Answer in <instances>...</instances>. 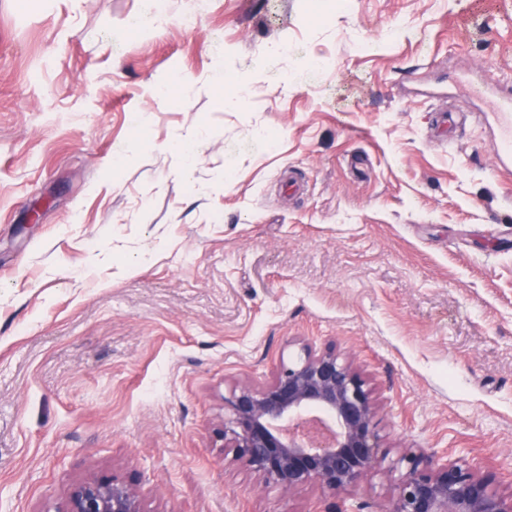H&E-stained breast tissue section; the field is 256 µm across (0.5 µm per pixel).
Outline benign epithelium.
<instances>
[{
    "label": "benign epithelium",
    "mask_w": 512,
    "mask_h": 512,
    "mask_svg": "<svg viewBox=\"0 0 512 512\" xmlns=\"http://www.w3.org/2000/svg\"><path fill=\"white\" fill-rule=\"evenodd\" d=\"M379 410L352 363L333 348L304 349L260 387L245 381L224 398L219 431L228 463L292 493L313 485L349 491L378 466ZM390 512H512L492 476L462 460L406 454ZM62 512H145L133 481L87 479L74 484Z\"/></svg>",
    "instance_id": "obj_1"
}]
</instances>
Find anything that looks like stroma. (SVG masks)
I'll list each match as a JSON object with an SVG mask.
<instances>
[{
    "mask_svg": "<svg viewBox=\"0 0 512 512\" xmlns=\"http://www.w3.org/2000/svg\"><path fill=\"white\" fill-rule=\"evenodd\" d=\"M185 6L0 0V512L131 477L146 512H388L422 450L512 490V177L467 87L512 93V0ZM305 346L375 390L348 496L224 462L225 396Z\"/></svg>",
    "mask_w": 512,
    "mask_h": 512,
    "instance_id": "35a3bbf8",
    "label": "stroma"
}]
</instances>
